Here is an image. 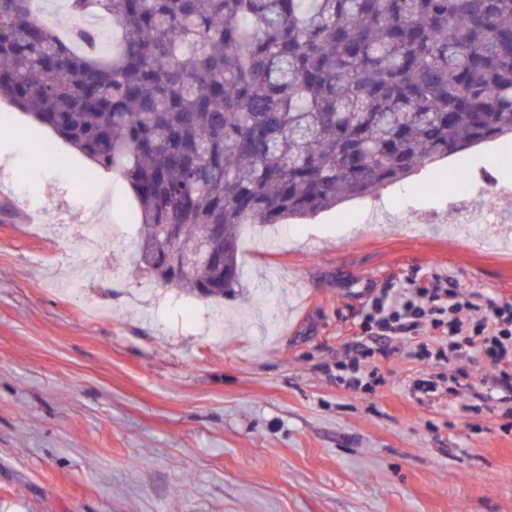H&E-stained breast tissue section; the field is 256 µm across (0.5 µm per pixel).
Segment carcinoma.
Instances as JSON below:
<instances>
[{
  "label": "carcinoma",
  "mask_w": 512,
  "mask_h": 512,
  "mask_svg": "<svg viewBox=\"0 0 512 512\" xmlns=\"http://www.w3.org/2000/svg\"><path fill=\"white\" fill-rule=\"evenodd\" d=\"M33 2L0 0V100L126 179L134 263L166 287L222 299L241 225L512 137V0H60L66 37Z\"/></svg>",
  "instance_id": "obj_1"
}]
</instances>
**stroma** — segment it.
Here are the masks:
<instances>
[{
  "mask_svg": "<svg viewBox=\"0 0 512 512\" xmlns=\"http://www.w3.org/2000/svg\"><path fill=\"white\" fill-rule=\"evenodd\" d=\"M88 165L0 103V512H512V405L416 395L448 365L407 352L368 360L372 389L336 378L370 289L438 275L512 301V248L364 219L448 214L463 166L512 181L511 142L244 226L242 283L220 300L132 263L134 194L117 173L102 196L76 189ZM89 224L95 240L73 235Z\"/></svg>",
  "mask_w": 512,
  "mask_h": 512,
  "instance_id": "1",
  "label": "stroma"
}]
</instances>
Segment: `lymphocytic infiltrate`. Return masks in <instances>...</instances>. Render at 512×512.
Returning a JSON list of instances; mask_svg holds the SVG:
<instances>
[{"instance_id": "obj_1", "label": "lymphocytic infiltrate", "mask_w": 512, "mask_h": 512, "mask_svg": "<svg viewBox=\"0 0 512 512\" xmlns=\"http://www.w3.org/2000/svg\"><path fill=\"white\" fill-rule=\"evenodd\" d=\"M361 328L370 345L357 346L355 359L338 364L350 388L365 385L361 358L397 353L401 343L414 338V355L422 361L459 360L472 352L484 358L481 375L458 368L449 394L512 403L511 301L485 298L435 276L422 285L373 290Z\"/></svg>"}]
</instances>
